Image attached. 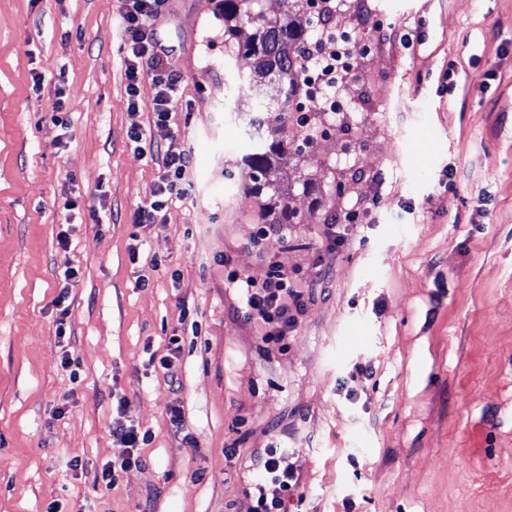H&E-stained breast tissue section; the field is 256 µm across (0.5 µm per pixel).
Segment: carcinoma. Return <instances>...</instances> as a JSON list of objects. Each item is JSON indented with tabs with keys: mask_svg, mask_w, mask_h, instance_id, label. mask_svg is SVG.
<instances>
[{
	"mask_svg": "<svg viewBox=\"0 0 512 512\" xmlns=\"http://www.w3.org/2000/svg\"><path fill=\"white\" fill-rule=\"evenodd\" d=\"M224 15V56L242 53L254 59V73H274L282 85V96L275 106L255 113L249 126L260 146L242 157L240 175L247 189L266 197L264 217L268 224H293L296 212L290 208L292 185L275 174L278 160L292 151L300 157L302 145L288 139L292 125L315 128L316 113L303 111L300 101L304 82L297 59L307 40V28L293 18L290 0L277 16H267L260 0H222Z\"/></svg>",
	"mask_w": 512,
	"mask_h": 512,
	"instance_id": "cac0c4a2",
	"label": "carcinoma"
}]
</instances>
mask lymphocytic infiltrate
<instances>
[{
  "instance_id": "f902f5d3",
  "label": "lymphocytic infiltrate",
  "mask_w": 512,
  "mask_h": 512,
  "mask_svg": "<svg viewBox=\"0 0 512 512\" xmlns=\"http://www.w3.org/2000/svg\"><path fill=\"white\" fill-rule=\"evenodd\" d=\"M122 33L131 52L126 61L125 76L129 98H136L140 80L151 77L157 87L153 108L154 121L167 124L181 96V76L171 63L170 53L155 36L149 21L164 8L167 0H122ZM312 35L300 55V71L308 89V109L331 116L344 110V82L353 71L356 53L370 52L379 43L405 40L402 30L377 27L374 34L362 36L358 26L342 24L344 0H310ZM192 164L189 149L170 144L162 160L163 171L153 193V201L139 208L133 221L137 224L155 222L157 215L173 199L185 198L191 184L188 171ZM381 201L357 186H350L336 224L328 225L327 248L335 250L345 238L337 224H368ZM226 287L237 290L246 319L257 322L263 331L261 341L267 347L284 351L288 337L305 316L313 294L309 284L289 279L280 266L268 265L261 279H254L236 270L224 273ZM119 449L113 465L103 468V482H111L116 469L139 464L138 450L149 440L148 434L134 426H119L113 431ZM250 465L258 480L245 492L247 512H287L289 501L300 490V473L289 463L287 453L277 445L255 451Z\"/></svg>"
}]
</instances>
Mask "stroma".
Segmentation results:
<instances>
[{
	"instance_id": "35a3bbf8",
	"label": "stroma",
	"mask_w": 512,
	"mask_h": 512,
	"mask_svg": "<svg viewBox=\"0 0 512 512\" xmlns=\"http://www.w3.org/2000/svg\"><path fill=\"white\" fill-rule=\"evenodd\" d=\"M217 4L168 0L152 21L182 77L159 125L151 78L128 106L122 0H0V512H245L273 439L306 485L291 512H512V0H353L352 22L411 43L357 55L349 112L290 129L297 221L259 242L260 200L224 173L277 83L225 58ZM173 142L195 193L134 223ZM338 172L383 174L389 198L329 253ZM272 262L315 288L284 352L224 286L225 268ZM129 419L152 439L108 487Z\"/></svg>"
}]
</instances>
